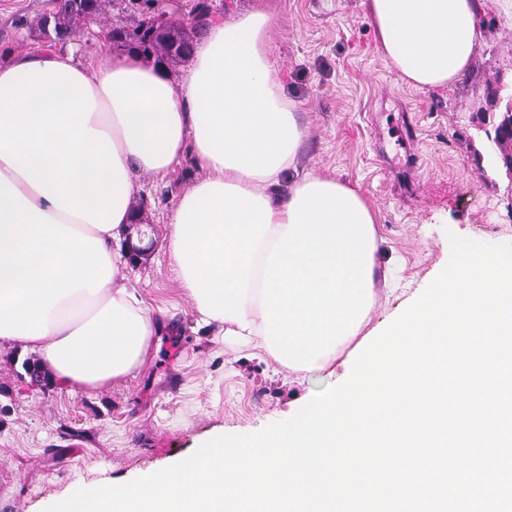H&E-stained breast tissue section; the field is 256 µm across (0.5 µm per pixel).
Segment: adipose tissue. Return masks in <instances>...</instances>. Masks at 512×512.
Segmentation results:
<instances>
[{
    "instance_id": "adipose-tissue-1",
    "label": "adipose tissue",
    "mask_w": 512,
    "mask_h": 512,
    "mask_svg": "<svg viewBox=\"0 0 512 512\" xmlns=\"http://www.w3.org/2000/svg\"><path fill=\"white\" fill-rule=\"evenodd\" d=\"M383 57L409 85L457 83L485 0H365ZM271 0L208 21L173 84L134 53L87 68L58 52L0 64V345L31 351L71 393L126 379L166 311L118 278L141 174L206 170L170 216L166 254L198 326L321 371L369 332L383 275L375 213L352 186L299 168Z\"/></svg>"
}]
</instances>
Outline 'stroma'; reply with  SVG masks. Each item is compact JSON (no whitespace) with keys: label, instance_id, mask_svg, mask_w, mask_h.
<instances>
[{"label":"stroma","instance_id":"obj_1","mask_svg":"<svg viewBox=\"0 0 512 512\" xmlns=\"http://www.w3.org/2000/svg\"><path fill=\"white\" fill-rule=\"evenodd\" d=\"M143 3L112 0L65 49L91 66L109 47L101 31L139 20ZM55 8L56 0H0V61L50 51L37 22ZM480 31L468 76L422 91L380 53L364 0H275L269 36L285 91L301 105L300 164L355 186L377 215L379 262L391 278L378 285L371 326L386 328L443 270L448 233L512 243V173L491 163L486 138L504 111L497 92L512 86V14L487 8ZM203 176L188 160L165 179H141L153 244L122 274L171 313L143 366L97 393L72 394L32 381L25 366L35 354L0 347V512H45L73 485H118L174 465L215 437L288 418L349 377L351 357L303 377L196 326L165 250L179 192Z\"/></svg>","mask_w":512,"mask_h":512}]
</instances>
